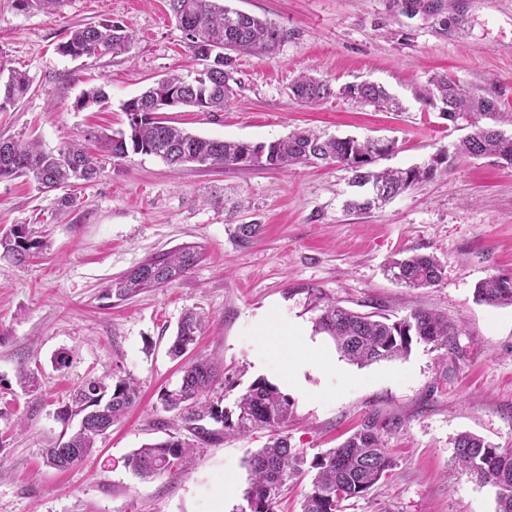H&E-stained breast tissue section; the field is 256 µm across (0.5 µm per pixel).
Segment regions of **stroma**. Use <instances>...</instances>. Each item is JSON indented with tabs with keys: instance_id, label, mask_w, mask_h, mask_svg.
I'll use <instances>...</instances> for the list:
<instances>
[{
	"instance_id": "stroma-1",
	"label": "stroma",
	"mask_w": 512,
	"mask_h": 512,
	"mask_svg": "<svg viewBox=\"0 0 512 512\" xmlns=\"http://www.w3.org/2000/svg\"><path fill=\"white\" fill-rule=\"evenodd\" d=\"M231 6L288 29L276 54L237 61V96L215 114L190 108L166 117L188 132L268 142L298 128L395 141L379 167L426 165L448 154V172L383 207L350 211L342 166L297 165L286 173L256 167L174 172L159 158L106 160L93 182L73 187L77 204L60 210L57 192L23 179L0 182V235L25 224L42 248L22 265L0 256V512H238L248 460L267 430L200 444L170 472L140 480L125 457L167 439L176 412L159 394L175 386L180 363L168 349L185 311L206 316L199 348L221 363L211 398L224 406L257 378L288 393L284 430L306 458L337 447L367 417L390 423L382 441L396 460L389 476L342 512H495L496 490L457 473L454 438L469 432L512 448V306L477 302V284L512 275V165L461 157L468 120L450 123L422 101L445 75L512 112V0H452L435 14H402L392 0H230ZM112 18L134 30L128 54L73 60L56 50L68 28ZM167 0H65L54 18L0 0V56L26 71L29 93L0 112V138H40L52 150L87 132L125 127L122 104L195 63ZM333 88L383 85L400 111L336 95L296 102L290 85L302 68ZM107 107L75 110L89 88ZM259 222L263 238L238 249L226 232ZM192 246L202 258L190 274L127 301L105 298L112 279L160 253ZM431 254L443 279L405 287L389 260ZM391 319L417 309L461 325L452 349L413 345L403 358L357 366L315 321L328 302ZM67 352L56 369L52 358ZM36 373L37 392L17 384ZM117 372L140 388L138 404L113 422L97 452L65 470L45 448L76 429L57 412L88 378Z\"/></svg>"
}]
</instances>
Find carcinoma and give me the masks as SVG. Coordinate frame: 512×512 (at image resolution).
Listing matches in <instances>:
<instances>
[{"instance_id":"obj_1","label":"carcinoma","mask_w":512,"mask_h":512,"mask_svg":"<svg viewBox=\"0 0 512 512\" xmlns=\"http://www.w3.org/2000/svg\"><path fill=\"white\" fill-rule=\"evenodd\" d=\"M64 0H13L15 9L57 14ZM168 6L183 34V43L196 68L184 77L170 74L139 95L125 101L122 111L127 130L96 136L101 152L113 159L129 153L153 155L178 170L188 163L209 169L238 167L245 155L252 165L286 172L297 164L336 163L349 173V184L359 189L345 201L349 210L367 211L379 207L411 186L448 171V155L437 153L424 167L377 170L374 164L394 149L395 143L354 137H323L311 130H297L272 142L226 141L193 135L173 126L161 116V100L170 91L177 94L176 107L198 112H222L235 95L238 85L239 55L268 56L288 40V30L229 7L222 0H168ZM134 37L119 21L102 19L74 26L67 39L57 46L60 54L72 59H98L130 51ZM433 89L423 98L426 105L439 108L449 122L470 119L471 133L459 145V153L469 157L493 155L512 165V134L502 126L512 125V113L501 112L495 99L477 96L470 89L447 77H435ZM31 88L27 72L8 68L0 62V111L20 101ZM294 100L312 104L334 95L330 82L306 70L291 83ZM339 93L390 108L397 105L384 87L373 82L346 84ZM108 100L101 88L84 91L74 103L77 110L102 106ZM102 171L98 158L79 143H71L54 153L36 139H0V181L25 179L37 188L61 190L58 205L73 206L68 189L95 180ZM263 234V225L232 224L230 240L248 248ZM41 242L31 238L24 224H16L0 237V251L14 262H26ZM199 252L188 246L161 253L115 278L107 294L128 299L145 288H164L188 274L197 264ZM389 271L395 281L409 288L434 286L443 272L432 255L413 253L393 261ZM477 301L491 306L512 305V288H506L495 275L479 282ZM205 327L197 312L185 313L177 325L170 346L171 355L180 358L191 352ZM316 328L330 336L337 350L350 362L367 365L407 355L413 343L448 348L460 327L428 310H415L393 321L378 314H361L336 302H329L316 319ZM217 375L213 358L197 355L185 362L178 388L160 392L166 410L179 411L184 428L192 439L177 434L134 450L125 467L142 479L171 471L194 448L195 443L216 442L226 435H245L266 429L273 435L264 448L248 460L250 478L244 490L240 512H276L277 500L288 482L301 477L306 469L315 471L311 488L301 503V512H341V504L361 497L394 468L395 461L384 448V426L369 417L360 428L336 448L308 461L290 447L283 429L288 423V394L264 378L255 379L233 403L222 406V399L207 398ZM137 401V386L129 376L104 375L88 380L65 403L67 416L95 412L90 426L67 437L73 456L61 448L45 449L46 463L65 470L82 461L96 449L97 439L112 427V419L127 412ZM454 463L461 474L496 488V512H512V449L499 448L468 433L454 441Z\"/></svg>"}]
</instances>
